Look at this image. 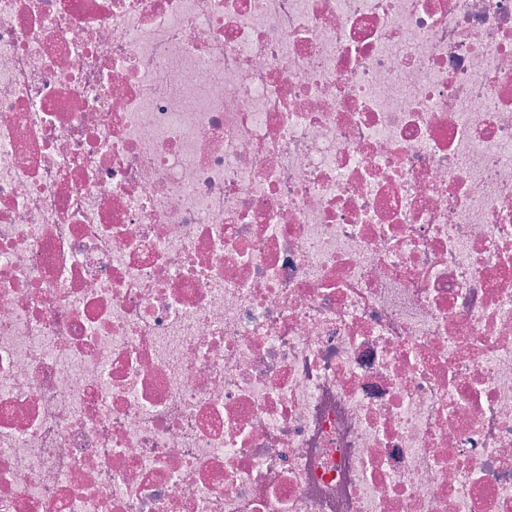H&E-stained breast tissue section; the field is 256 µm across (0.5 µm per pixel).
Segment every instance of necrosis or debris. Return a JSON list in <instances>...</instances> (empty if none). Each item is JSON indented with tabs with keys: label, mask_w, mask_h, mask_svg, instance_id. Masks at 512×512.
<instances>
[{
	"label": "necrosis or debris",
	"mask_w": 512,
	"mask_h": 512,
	"mask_svg": "<svg viewBox=\"0 0 512 512\" xmlns=\"http://www.w3.org/2000/svg\"><path fill=\"white\" fill-rule=\"evenodd\" d=\"M0 512H512V0H0Z\"/></svg>",
	"instance_id": "necrosis-or-debris-1"
}]
</instances>
